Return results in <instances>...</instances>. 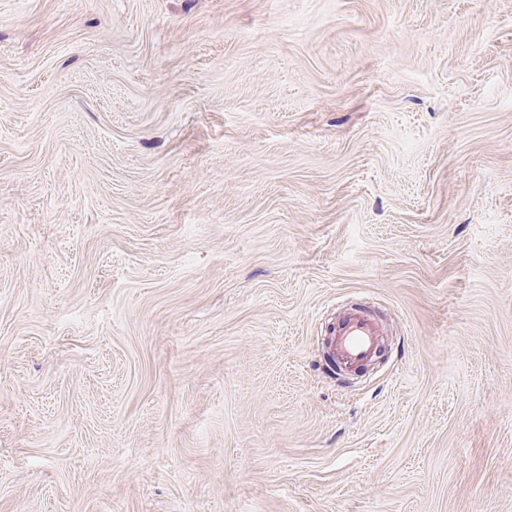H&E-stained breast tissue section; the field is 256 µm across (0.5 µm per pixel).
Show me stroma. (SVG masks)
Wrapping results in <instances>:
<instances>
[{
	"label": "stroma",
	"instance_id": "35a3bbf8",
	"mask_svg": "<svg viewBox=\"0 0 512 512\" xmlns=\"http://www.w3.org/2000/svg\"><path fill=\"white\" fill-rule=\"evenodd\" d=\"M0 512H512V0H0ZM328 336L329 352L341 371L355 372L376 354L383 339L380 325L363 309L352 307Z\"/></svg>",
	"mask_w": 512,
	"mask_h": 512
}]
</instances>
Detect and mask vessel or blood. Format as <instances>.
<instances>
[{
  "label": "vessel or blood",
  "mask_w": 512,
  "mask_h": 512,
  "mask_svg": "<svg viewBox=\"0 0 512 512\" xmlns=\"http://www.w3.org/2000/svg\"><path fill=\"white\" fill-rule=\"evenodd\" d=\"M380 325L363 309L349 308L336 333L329 336V352L341 371L350 373L367 363L382 343Z\"/></svg>",
  "instance_id": "b4317fda"
}]
</instances>
